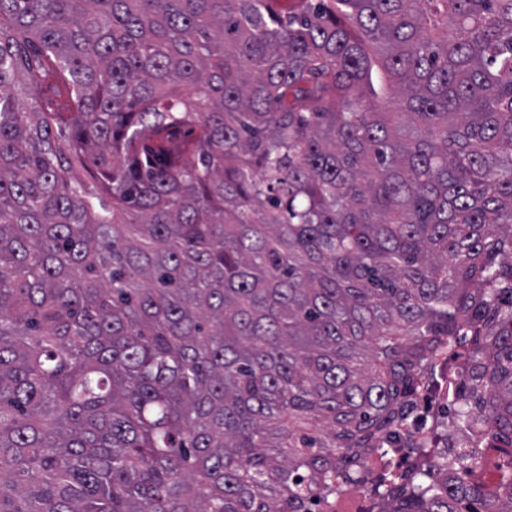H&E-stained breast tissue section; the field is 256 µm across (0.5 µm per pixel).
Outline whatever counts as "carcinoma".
Wrapping results in <instances>:
<instances>
[{
	"instance_id": "obj_1",
	"label": "carcinoma",
	"mask_w": 512,
	"mask_h": 512,
	"mask_svg": "<svg viewBox=\"0 0 512 512\" xmlns=\"http://www.w3.org/2000/svg\"><path fill=\"white\" fill-rule=\"evenodd\" d=\"M459 336L387 512H512V0H0V512H313ZM470 349L458 347L454 342L448 348L443 345L434 354L432 361L424 371L420 382L417 401L428 409L424 423L405 424L395 432L396 440L402 438V447L439 448L442 452V463L433 471L440 475L439 468L448 462L451 467L453 452L456 448L475 446L469 430L459 429L452 425L456 412V404L449 399V392L455 394L462 375L469 362ZM430 423L428 424V421ZM477 447H482L483 452L487 458L486 463L482 465V468L477 472V481L486 486L487 488H495L500 479V472L495 465L497 452L489 448L490 443H485L482 446L478 444Z\"/></svg>"
}]
</instances>
